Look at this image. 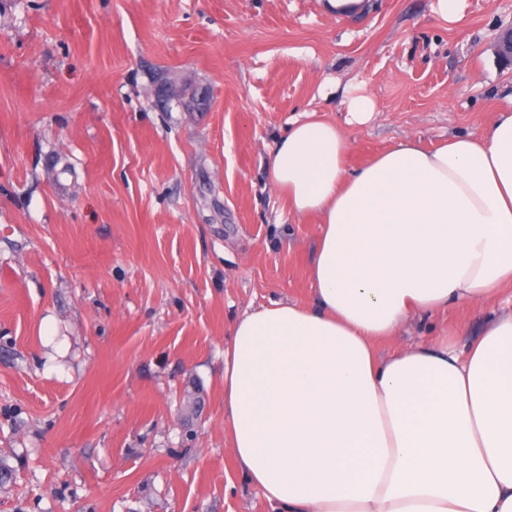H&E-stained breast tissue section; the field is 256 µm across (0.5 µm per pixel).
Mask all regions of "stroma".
I'll return each instance as SVG.
<instances>
[{"mask_svg": "<svg viewBox=\"0 0 512 512\" xmlns=\"http://www.w3.org/2000/svg\"><path fill=\"white\" fill-rule=\"evenodd\" d=\"M0 0V512H273L224 447L231 325L312 298L319 227L267 162L300 113L379 111L350 168L512 106V0ZM506 298L417 316L381 354ZM323 10L331 15L360 14L369 6V0H320ZM346 112L350 119L346 124H365L369 122L375 112H378L377 104L372 97L360 92L359 87L350 86V90L345 99Z\"/></svg>", "mask_w": 512, "mask_h": 512, "instance_id": "stroma-1", "label": "stroma"}]
</instances>
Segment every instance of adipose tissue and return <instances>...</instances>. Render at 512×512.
Segmentation results:
<instances>
[{
    "label": "adipose tissue",
    "instance_id": "ef3b65f1",
    "mask_svg": "<svg viewBox=\"0 0 512 512\" xmlns=\"http://www.w3.org/2000/svg\"><path fill=\"white\" fill-rule=\"evenodd\" d=\"M350 150L314 111L270 154L289 213L319 226L313 302L232 325L225 446L276 512H512V312L462 351H375L410 315L512 292V108L355 170Z\"/></svg>",
    "mask_w": 512,
    "mask_h": 512
}]
</instances>
